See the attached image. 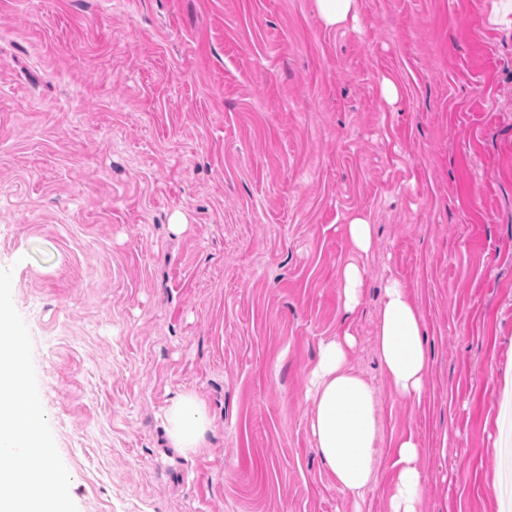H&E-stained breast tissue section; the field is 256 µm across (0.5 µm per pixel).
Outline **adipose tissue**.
Instances as JSON below:
<instances>
[{
  "mask_svg": "<svg viewBox=\"0 0 512 512\" xmlns=\"http://www.w3.org/2000/svg\"><path fill=\"white\" fill-rule=\"evenodd\" d=\"M347 236L352 255L338 272L342 323L336 335L320 346L307 397L313 403L310 432L315 446L331 478L346 494L350 512H360L380 443L373 389L351 364L357 346L352 321L364 291L359 259L373 244V229L366 216H351ZM374 350L393 392L409 402H420L429 373L423 320L409 289L395 278L384 286ZM164 419L172 443L184 452H195L209 424L201 402L191 394L179 395L166 408ZM419 456L420 445L413 437L392 444L387 512H418L423 484Z\"/></svg>",
  "mask_w": 512,
  "mask_h": 512,
  "instance_id": "ef3b65f1",
  "label": "adipose tissue"
}]
</instances>
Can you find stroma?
I'll list each match as a JSON object with an SVG mask.
<instances>
[{
  "mask_svg": "<svg viewBox=\"0 0 512 512\" xmlns=\"http://www.w3.org/2000/svg\"><path fill=\"white\" fill-rule=\"evenodd\" d=\"M493 0H0V269L78 512H347L309 432L344 226H373L353 318L382 446L420 512L512 500V24ZM400 89L396 103L383 80ZM419 307L421 402L374 354L388 278ZM205 406L196 453L163 411ZM315 9L324 26L336 29L358 19V0H314ZM420 450L412 436L401 437L392 444L393 464L386 512H419L424 480L417 465Z\"/></svg>",
  "mask_w": 512,
  "mask_h": 512,
  "instance_id": "stroma-1",
  "label": "stroma"
}]
</instances>
